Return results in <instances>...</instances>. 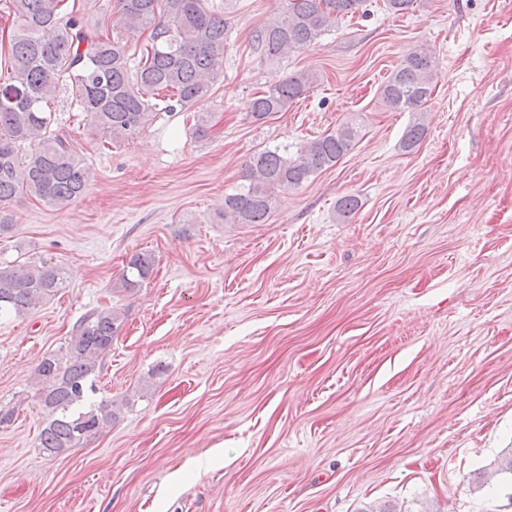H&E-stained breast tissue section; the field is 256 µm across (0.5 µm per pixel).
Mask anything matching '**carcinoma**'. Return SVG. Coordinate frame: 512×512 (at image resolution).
Here are the masks:
<instances>
[{
    "label": "carcinoma",
    "instance_id": "carcinoma-1",
    "mask_svg": "<svg viewBox=\"0 0 512 512\" xmlns=\"http://www.w3.org/2000/svg\"><path fill=\"white\" fill-rule=\"evenodd\" d=\"M15 20L9 36L10 72L0 75V204L30 197L58 209L87 190L84 158L57 129L53 104L59 87L88 118L105 143L139 134L162 112L187 111L211 96L224 77L227 19L206 7V0H117L108 24L87 28L63 10L64 0H3ZM361 0H285L282 10L252 31L251 42L271 63L316 42L339 19L355 13ZM146 36L140 56L128 53L127 40ZM436 61L426 47L404 55L382 87L393 110L420 112L433 93ZM318 80L313 71L288 74L251 101L258 122L301 99ZM416 122L402 147L410 151L423 139ZM357 127L343 122L321 138L296 146L265 149L245 164L243 179L224 195L219 216L226 224H263L276 193L307 182L336 166L352 148ZM155 258L131 254L121 273L130 292L149 280ZM68 282L60 266L40 261L0 266V314L22 316L55 296ZM122 324L111 307L84 316L66 351L43 357L35 369L36 396L47 424L39 447L49 457L68 454L117 418L115 404L88 402L92 376Z\"/></svg>",
    "mask_w": 512,
    "mask_h": 512
}]
</instances>
